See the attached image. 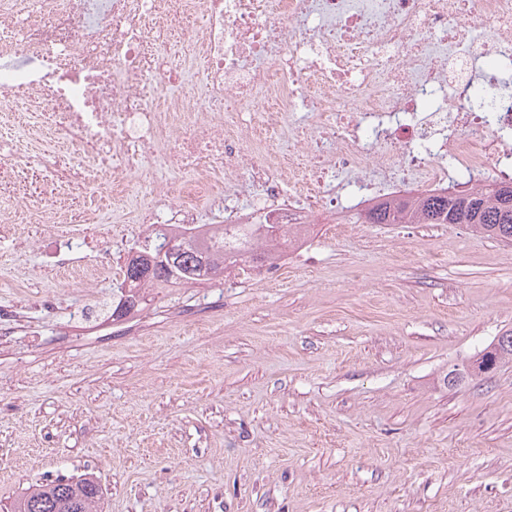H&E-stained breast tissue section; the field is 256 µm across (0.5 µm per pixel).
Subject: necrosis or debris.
Returning a JSON list of instances; mask_svg holds the SVG:
<instances>
[{
  "label": "necrosis or debris",
  "instance_id": "4bbe7bcc",
  "mask_svg": "<svg viewBox=\"0 0 512 512\" xmlns=\"http://www.w3.org/2000/svg\"><path fill=\"white\" fill-rule=\"evenodd\" d=\"M505 70L512 0H0V110L20 120L0 125V180L44 175L0 196V240L72 223L104 178L159 197L139 223L185 225L295 226L399 186L483 185L512 174ZM77 248L53 239L72 278L111 272Z\"/></svg>",
  "mask_w": 512,
  "mask_h": 512
}]
</instances>
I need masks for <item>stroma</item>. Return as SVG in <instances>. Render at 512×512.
<instances>
[{
	"mask_svg": "<svg viewBox=\"0 0 512 512\" xmlns=\"http://www.w3.org/2000/svg\"><path fill=\"white\" fill-rule=\"evenodd\" d=\"M134 199L83 216L112 272L81 284L0 245V505L89 473L102 512H512V245L463 224L315 215L303 260L142 288ZM91 319L76 312L88 301Z\"/></svg>",
	"mask_w": 512,
	"mask_h": 512,
	"instance_id": "stroma-1",
	"label": "stroma"
}]
</instances>
